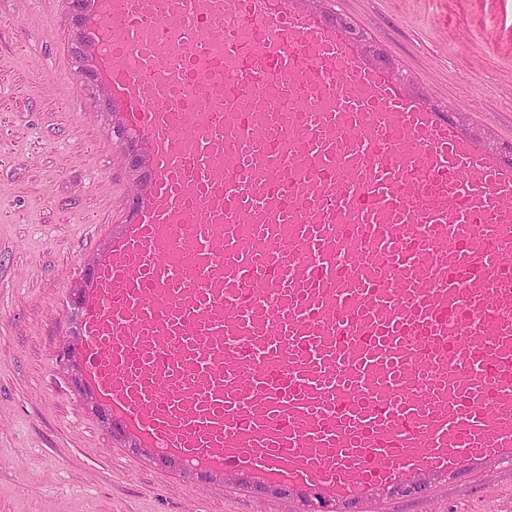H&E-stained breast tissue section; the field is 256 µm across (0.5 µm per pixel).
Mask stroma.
<instances>
[{"label":"stroma","instance_id":"1","mask_svg":"<svg viewBox=\"0 0 512 512\" xmlns=\"http://www.w3.org/2000/svg\"><path fill=\"white\" fill-rule=\"evenodd\" d=\"M320 13L354 24L366 62L410 95L512 145V0H324ZM94 53L71 0H0V512H299L286 493L131 447L59 362L85 270L133 194L112 175V99L80 85ZM395 509L512 512V473L493 491L468 473Z\"/></svg>","mask_w":512,"mask_h":512}]
</instances>
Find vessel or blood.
<instances>
[{"label": "vessel or blood", "mask_w": 512, "mask_h": 512, "mask_svg": "<svg viewBox=\"0 0 512 512\" xmlns=\"http://www.w3.org/2000/svg\"><path fill=\"white\" fill-rule=\"evenodd\" d=\"M137 191L82 308L113 428L303 512L512 469V163L294 0H85Z\"/></svg>", "instance_id": "vessel-or-blood-1"}]
</instances>
